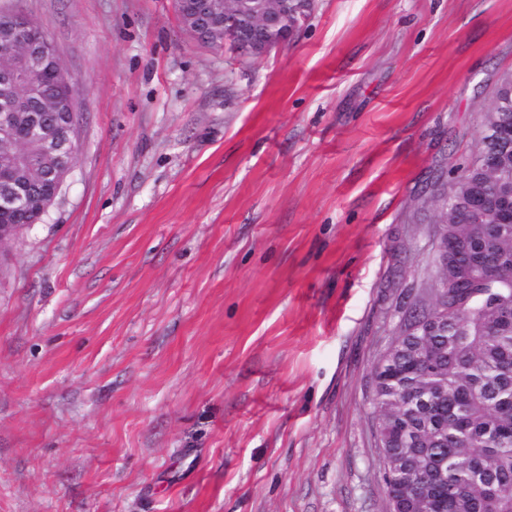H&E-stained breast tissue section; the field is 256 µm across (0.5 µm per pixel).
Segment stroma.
<instances>
[{"label":"stroma","instance_id":"35a3bbf8","mask_svg":"<svg viewBox=\"0 0 512 512\" xmlns=\"http://www.w3.org/2000/svg\"><path fill=\"white\" fill-rule=\"evenodd\" d=\"M80 103L0 255V512H386L374 369L430 199L512 73V0H315L258 58L173 0H0Z\"/></svg>","mask_w":512,"mask_h":512}]
</instances>
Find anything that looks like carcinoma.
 Returning <instances> with one entry per match:
<instances>
[{
  "label": "carcinoma",
  "mask_w": 512,
  "mask_h": 512,
  "mask_svg": "<svg viewBox=\"0 0 512 512\" xmlns=\"http://www.w3.org/2000/svg\"><path fill=\"white\" fill-rule=\"evenodd\" d=\"M24 47L0 41V69ZM47 99V120L70 118L57 107V83L40 73L32 80ZM512 127V110L498 105L483 117L482 126ZM26 146L34 159L28 189L51 206L50 180L42 171L40 149L18 115L14 143L0 152ZM478 152L505 157L512 172V149L481 134ZM497 169L469 160L450 171L449 183L432 199L434 223L453 251L439 263L437 280L446 287L428 307L414 309L375 372L378 397L377 431L382 437L383 480L392 498L412 500L411 483L436 466L448 474L449 503L434 499L427 512H512V224L499 223L502 198ZM484 200L482 217L467 220L471 196ZM41 211L1 212L0 224H38ZM491 261L484 274L471 275L456 265V256ZM435 323L440 334L426 327ZM425 396L428 407L417 400Z\"/></svg>",
  "instance_id": "1"
}]
</instances>
